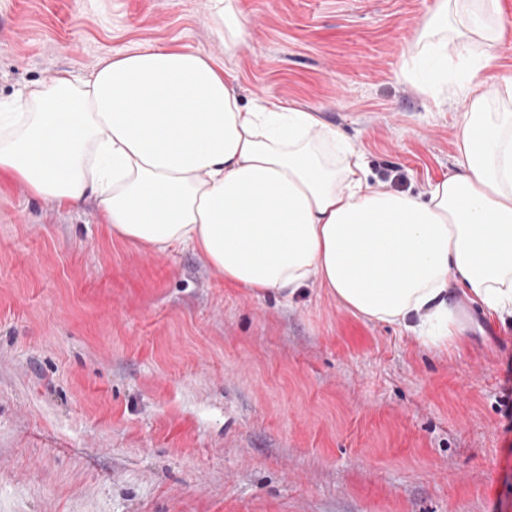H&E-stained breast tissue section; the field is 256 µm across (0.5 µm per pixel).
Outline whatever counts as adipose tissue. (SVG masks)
Instances as JSON below:
<instances>
[{
  "mask_svg": "<svg viewBox=\"0 0 512 512\" xmlns=\"http://www.w3.org/2000/svg\"><path fill=\"white\" fill-rule=\"evenodd\" d=\"M225 50L234 0H208ZM498 0H436L403 70L437 106L462 97L457 168L418 194L381 189L317 113L242 103L204 50L143 46L0 98V180L59 207L94 199L111 236L187 246L228 283L285 299L319 283L350 312L442 348L463 330L449 287L512 317V77L489 82ZM469 65L451 80L455 61Z\"/></svg>",
  "mask_w": 512,
  "mask_h": 512,
  "instance_id": "1",
  "label": "adipose tissue"
}]
</instances>
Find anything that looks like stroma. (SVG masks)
Instances as JSON below:
<instances>
[{
	"mask_svg": "<svg viewBox=\"0 0 512 512\" xmlns=\"http://www.w3.org/2000/svg\"><path fill=\"white\" fill-rule=\"evenodd\" d=\"M435 0H0V97L139 46L230 69L243 101L315 110L383 189L457 166L461 100L404 80ZM441 351L354 315L224 282L191 248L112 237L94 201L0 190V512H512V318L458 290ZM208 12L215 39L224 44V50L232 51L245 38L247 23L236 9L234 0H208Z\"/></svg>",
	"mask_w": 512,
	"mask_h": 512,
	"instance_id": "stroma-1",
	"label": "stroma"
}]
</instances>
